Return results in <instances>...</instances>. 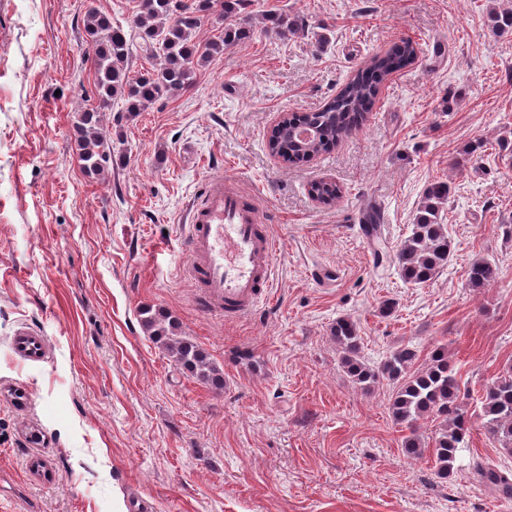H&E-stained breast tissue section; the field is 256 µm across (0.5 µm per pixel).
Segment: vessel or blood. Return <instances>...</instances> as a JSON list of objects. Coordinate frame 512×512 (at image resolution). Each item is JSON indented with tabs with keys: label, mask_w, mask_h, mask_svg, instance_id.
Returning <instances> with one entry per match:
<instances>
[{
	"label": "vessel or blood",
	"mask_w": 512,
	"mask_h": 512,
	"mask_svg": "<svg viewBox=\"0 0 512 512\" xmlns=\"http://www.w3.org/2000/svg\"><path fill=\"white\" fill-rule=\"evenodd\" d=\"M185 247L187 272L204 289V309L239 318L268 297L277 241L237 177L228 175L206 184L189 210ZM14 345L33 361L45 355L46 343L33 330L17 331Z\"/></svg>",
	"instance_id": "obj_1"
}]
</instances>
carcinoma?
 Wrapping results in <instances>:
<instances>
[{"instance_id": "1", "label": "carcinoma", "mask_w": 512, "mask_h": 512, "mask_svg": "<svg viewBox=\"0 0 512 512\" xmlns=\"http://www.w3.org/2000/svg\"><path fill=\"white\" fill-rule=\"evenodd\" d=\"M243 6L244 0H222L224 33L202 46L193 41V33L211 11L212 0H137L132 33L112 24L109 16L89 11L84 27L94 51L92 83L97 99L106 103L118 99L126 111L138 112L163 97L181 95L190 86L195 68L249 36V28L235 20ZM265 21L270 31L280 35L299 31L297 21L284 14H270ZM135 38L140 39L146 58L157 60L138 74L128 67L130 42ZM417 56V44L410 40L374 55L321 109L293 113L268 132L269 153L286 164H298L336 146L366 121L388 78L411 65ZM100 122V112L91 108L82 111L76 125L81 167L97 176L112 167V147L99 132ZM310 194L330 203L342 196V189L334 182L320 181L311 186ZM448 196L445 182L427 188L411 234L395 254L401 277L409 283L425 284L448 264L452 241L440 216ZM499 274L496 264L482 259L472 263L468 278L473 287L480 288L496 282ZM143 314V326L152 340L163 346L178 366L205 384L224 389V373L199 345L178 335L177 324L167 313L148 308ZM331 337L343 366L357 384L367 388L381 380L392 383L391 417L410 431L403 443L405 451L414 456L431 451L438 476L451 477L459 451L468 447L471 425L447 349L436 348L421 369H413L417 354L407 347L391 352L373 368L361 361V337L354 321L337 319ZM480 406L485 430L512 457L511 366L486 387L480 395ZM428 417L440 420L430 449L417 433L419 421ZM472 471L496 493L512 497V472L492 468L480 460L472 462Z\"/></svg>"}]
</instances>
